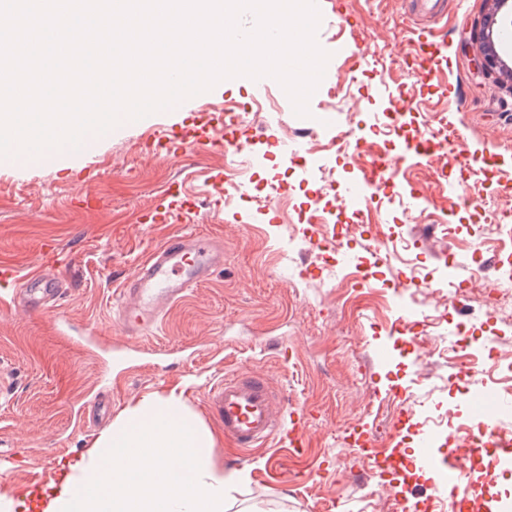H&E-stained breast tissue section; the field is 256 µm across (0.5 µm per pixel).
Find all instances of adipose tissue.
<instances>
[{"label": "adipose tissue", "instance_id": "obj_1", "mask_svg": "<svg viewBox=\"0 0 512 512\" xmlns=\"http://www.w3.org/2000/svg\"><path fill=\"white\" fill-rule=\"evenodd\" d=\"M211 444L180 398L144 399L39 495L38 512H228L245 476L216 471Z\"/></svg>", "mask_w": 512, "mask_h": 512}]
</instances>
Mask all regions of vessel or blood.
<instances>
[{
    "label": "vessel or blood",
    "instance_id": "b4317fda",
    "mask_svg": "<svg viewBox=\"0 0 512 512\" xmlns=\"http://www.w3.org/2000/svg\"><path fill=\"white\" fill-rule=\"evenodd\" d=\"M385 167L378 156H371L359 183L349 190L351 200L360 199L364 190L383 182ZM224 267V247L204 234H176L150 251L121 283L115 313L128 341L146 337L168 310L187 293L207 281ZM65 276L54 262L44 261L27 274L0 264V281L13 293L24 295L29 310L42 307L45 297H59ZM226 440L249 451L274 442L294 456L304 455L311 424L301 416L289 417L287 404L267 380L258 374L237 373L212 383L205 401ZM481 444L492 451V472H512V436L497 425L496 412L485 415L480 431ZM350 446L363 452L377 445L370 426L350 429ZM420 448L414 449L410 464L435 474L441 485L458 489L471 474L455 447H444L440 437L424 432Z\"/></svg>",
    "mask_w": 512,
    "mask_h": 512
}]
</instances>
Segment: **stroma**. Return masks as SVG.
I'll return each mask as SVG.
<instances>
[{
	"mask_svg": "<svg viewBox=\"0 0 512 512\" xmlns=\"http://www.w3.org/2000/svg\"><path fill=\"white\" fill-rule=\"evenodd\" d=\"M446 2L444 13L415 22L451 59L438 82L456 87L457 106L436 91L413 92L417 37L400 22L409 0H323L317 42L331 58L309 117L294 113L276 79L237 77L121 122L74 163L0 160V259L24 273L50 259L66 272L61 296L30 313L0 288V512L48 489L65 462L94 446L102 429L88 414L102 395L115 417L148 396H181L212 435L211 463L249 474L229 512H397L384 478L343 436L366 423L385 438L400 415L412 417L402 452L429 427L459 439L478 467L487 450L472 441L477 422L455 406L468 393L512 394V277L487 268L512 259V241L498 242L478 213L512 208V197L462 178L454 158L460 149L494 155L512 183V81L472 70L471 29L491 0ZM396 98L408 105L404 137L428 138L444 114L460 133L455 146L432 162L395 161L401 139L385 130ZM220 104L237 106L253 133L244 150L217 147L224 127L215 122L210 142L167 151L168 130ZM364 142L397 191L361 203L376 236L333 218L351 212L345 189L360 176L355 146ZM218 172L248 193L260 180L279 192L261 213L228 206L213 186ZM171 186L183 188L189 209L145 223ZM315 210L325 221L312 241L303 230ZM179 232L222 241L223 269L169 310L145 352L116 354L117 283ZM413 278L418 287L400 292ZM489 288L503 299L498 309L482 305ZM410 318L424 322L431 348L410 347ZM248 371L313 416L302 460L277 448L239 450L205 415L210 382Z\"/></svg>",
	"mask_w": 512,
	"mask_h": 512,
	"instance_id": "35a3bbf8",
	"label": "stroma"
}]
</instances>
